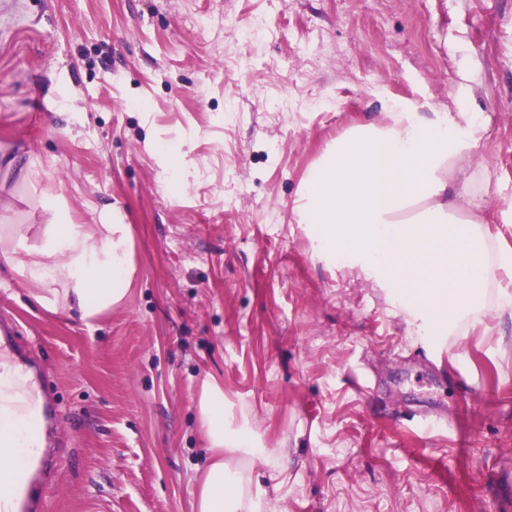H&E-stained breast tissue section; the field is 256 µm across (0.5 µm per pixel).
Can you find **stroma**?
I'll use <instances>...</instances> for the list:
<instances>
[{
    "instance_id": "obj_1",
    "label": "stroma",
    "mask_w": 512,
    "mask_h": 512,
    "mask_svg": "<svg viewBox=\"0 0 512 512\" xmlns=\"http://www.w3.org/2000/svg\"><path fill=\"white\" fill-rule=\"evenodd\" d=\"M390 99L483 116L512 250V0H0V222L39 241L47 190L73 224L118 206L140 270L91 328L0 269L57 409L47 512H192L207 380L274 452L273 512H512V317L430 343L293 213Z\"/></svg>"
}]
</instances>
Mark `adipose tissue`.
<instances>
[{"instance_id":"adipose-tissue-1","label":"adipose tissue","mask_w":512,"mask_h":512,"mask_svg":"<svg viewBox=\"0 0 512 512\" xmlns=\"http://www.w3.org/2000/svg\"><path fill=\"white\" fill-rule=\"evenodd\" d=\"M470 121L465 112L390 107L381 120L326 145L294 207L320 256L386 288L408 324L433 341L478 318L489 299L512 312V290L495 278L512 269V253L498 248L484 224L488 193L471 189L467 205L459 203L455 172L471 142L457 131ZM45 211L42 242L27 244L15 228L0 240V267L29 284L38 306L94 325L126 302L138 273L132 229L116 208L100 224L68 223L58 196ZM197 409L211 461L192 512H266L255 466L272 465L273 453L247 426L227 423L218 383L204 382ZM34 453L26 427L0 422L1 474Z\"/></svg>"}]
</instances>
